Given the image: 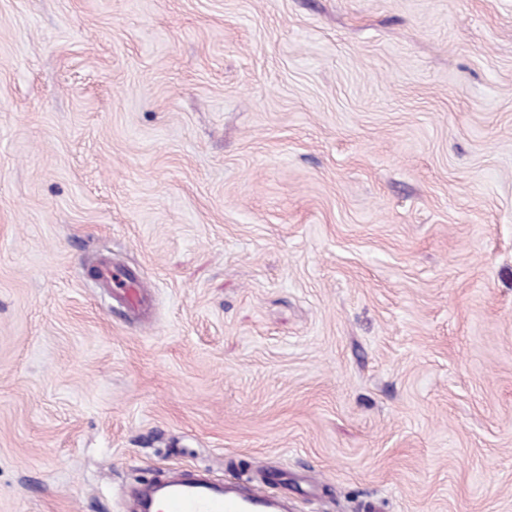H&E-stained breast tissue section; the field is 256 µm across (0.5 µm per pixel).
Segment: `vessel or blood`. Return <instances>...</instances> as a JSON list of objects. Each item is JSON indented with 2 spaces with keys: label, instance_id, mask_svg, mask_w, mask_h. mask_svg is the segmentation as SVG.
<instances>
[{
  "label": "vessel or blood",
  "instance_id": "obj_1",
  "mask_svg": "<svg viewBox=\"0 0 512 512\" xmlns=\"http://www.w3.org/2000/svg\"><path fill=\"white\" fill-rule=\"evenodd\" d=\"M100 280L129 308L141 305L137 279L129 268L103 265ZM130 512H289V508L286 502L258 488L233 481L218 485L207 480L178 479L157 485L151 497H134Z\"/></svg>",
  "mask_w": 512,
  "mask_h": 512
}]
</instances>
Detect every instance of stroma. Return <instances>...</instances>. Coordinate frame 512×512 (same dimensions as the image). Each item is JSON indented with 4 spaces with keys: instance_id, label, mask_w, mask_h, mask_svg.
Masks as SVG:
<instances>
[{
    "instance_id": "35a3bbf8",
    "label": "stroma",
    "mask_w": 512,
    "mask_h": 512,
    "mask_svg": "<svg viewBox=\"0 0 512 512\" xmlns=\"http://www.w3.org/2000/svg\"><path fill=\"white\" fill-rule=\"evenodd\" d=\"M260 466L512 512V0H0V512ZM100 280L109 292H115L130 309H137L142 299L137 290V278L129 268L104 264L100 271Z\"/></svg>"
}]
</instances>
